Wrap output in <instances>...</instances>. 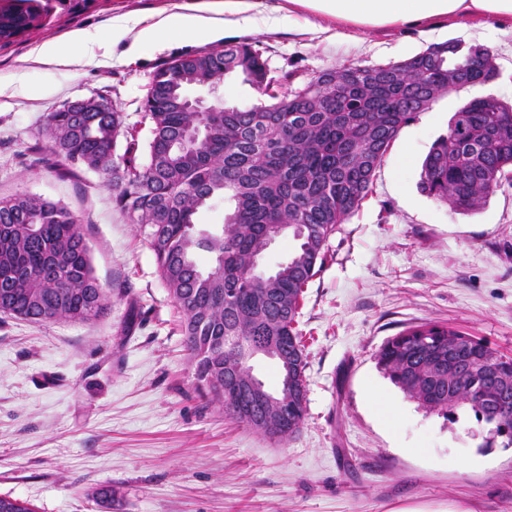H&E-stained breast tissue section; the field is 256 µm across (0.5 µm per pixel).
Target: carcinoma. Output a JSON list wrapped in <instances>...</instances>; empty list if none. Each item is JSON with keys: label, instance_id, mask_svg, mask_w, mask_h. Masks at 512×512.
<instances>
[{"label": "carcinoma", "instance_id": "1", "mask_svg": "<svg viewBox=\"0 0 512 512\" xmlns=\"http://www.w3.org/2000/svg\"><path fill=\"white\" fill-rule=\"evenodd\" d=\"M32 19L0 14V34ZM479 45L458 40L434 44L413 56L417 77H399L401 63L348 65L325 70L278 95L280 80L266 76L262 54L251 44L177 59L155 75L156 96L144 162L118 112H49L42 133L60 162L103 173L113 201L150 239L157 269L182 314L185 347L199 391L235 421L247 394L222 393L234 385L238 362L224 337L272 336L288 359V427L284 441L306 417V348L297 329L304 288L324 264L327 242L367 196L391 143L418 112L449 91L496 76L475 70ZM243 60L241 72L271 102L249 109L191 112L189 85L212 84ZM459 72L448 83V69ZM126 139L123 155L114 154ZM512 104L474 98L451 118L448 134L426 156L419 189L464 213L479 210L512 179ZM221 196L229 204L221 231L196 229L194 216ZM276 224L294 232L288 260L266 272L254 265L268 249ZM211 264L203 268L198 256ZM0 314L34 322L85 321L104 310L85 236L72 212L28 193L0 200ZM377 366L407 397L444 414L469 408L496 436L512 445V356L451 326L425 323L389 338Z\"/></svg>", "mask_w": 512, "mask_h": 512}]
</instances>
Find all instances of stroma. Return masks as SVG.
Returning a JSON list of instances; mask_svg holds the SVG:
<instances>
[{"label":"stroma","mask_w":512,"mask_h":512,"mask_svg":"<svg viewBox=\"0 0 512 512\" xmlns=\"http://www.w3.org/2000/svg\"><path fill=\"white\" fill-rule=\"evenodd\" d=\"M222 0H47L38 25L0 44V199L26 192L64 204L86 236L106 308L89 321L0 315V495L36 512H512V446L487 445L471 410L444 416L407 398L375 355L398 332L447 324L512 356V184L463 214L418 189L421 165L453 113L475 97L512 103V21L440 18L348 36L258 23L211 43L170 40L129 60L113 53L59 65L42 42L175 6ZM457 39L487 48L492 81L439 97L402 127L368 196L328 241L305 288L307 416L279 442L199 397L181 317L154 250L114 204L102 173L54 166L46 113L106 98L140 147L144 104L166 63L228 42L259 48L273 76L298 87L345 65L408 59ZM190 97L248 108L265 96L234 74ZM399 414L387 421L376 398ZM116 495L106 503L104 488Z\"/></svg>","instance_id":"1"}]
</instances>
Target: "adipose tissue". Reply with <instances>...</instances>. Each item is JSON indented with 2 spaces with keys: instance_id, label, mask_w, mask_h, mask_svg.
I'll return each instance as SVG.
<instances>
[{
  "instance_id": "ef3b65f1",
  "label": "adipose tissue",
  "mask_w": 512,
  "mask_h": 512,
  "mask_svg": "<svg viewBox=\"0 0 512 512\" xmlns=\"http://www.w3.org/2000/svg\"><path fill=\"white\" fill-rule=\"evenodd\" d=\"M315 15L332 18L341 28L420 26L434 18L452 15H482L512 19V0H288ZM223 22L212 16L185 10L160 16L155 22L131 31L126 23L113 22L110 42L128 41L132 53L147 52L169 37L185 41L212 40L221 35ZM94 35L76 30L62 40H48L36 50L43 63L67 64L96 44Z\"/></svg>"
}]
</instances>
